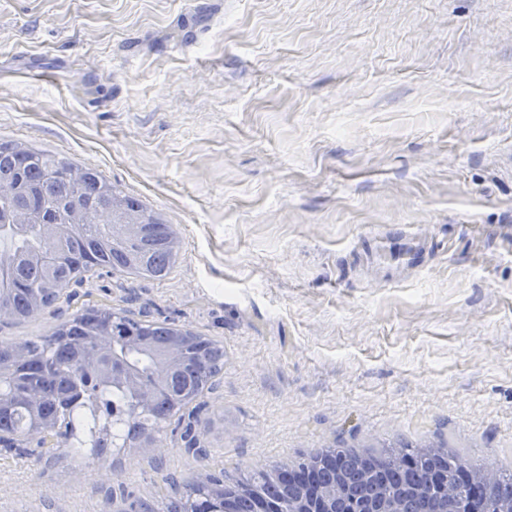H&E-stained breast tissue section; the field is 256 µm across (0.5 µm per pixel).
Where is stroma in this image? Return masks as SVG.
<instances>
[{
  "label": "stroma",
  "mask_w": 512,
  "mask_h": 512,
  "mask_svg": "<svg viewBox=\"0 0 512 512\" xmlns=\"http://www.w3.org/2000/svg\"><path fill=\"white\" fill-rule=\"evenodd\" d=\"M97 170L178 232L171 272L90 304L224 345L208 459L0 446V512H166L170 480L314 448L440 442L512 467V0H0V142ZM427 267L357 265L367 236ZM391 236V237H390ZM384 236L381 241L376 237H369L357 251L359 258L367 262L388 255L398 265L406 267H422L426 257L432 251V244L400 229L395 234Z\"/></svg>",
  "instance_id": "1"
}]
</instances>
